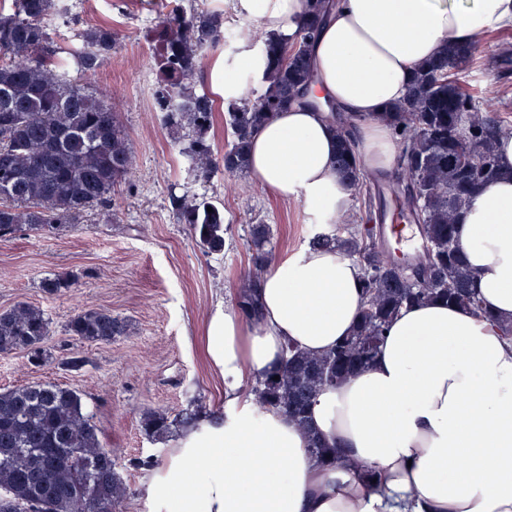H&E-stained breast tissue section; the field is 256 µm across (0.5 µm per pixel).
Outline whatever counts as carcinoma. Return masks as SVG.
Instances as JSON below:
<instances>
[{
    "label": "carcinoma",
    "instance_id": "cac0c4a2",
    "mask_svg": "<svg viewBox=\"0 0 512 512\" xmlns=\"http://www.w3.org/2000/svg\"><path fill=\"white\" fill-rule=\"evenodd\" d=\"M324 4L304 0L292 42H264L267 85L256 100L225 102L231 141L224 170L248 171L250 140L275 113L294 103L315 106L306 100L310 47L325 17ZM163 9L153 35L160 73L154 105L166 113L171 128L184 132L182 153L207 176L216 167L209 137L215 109L210 95L196 90V78L205 51L224 39L223 15L188 10L183 0H168ZM56 10V0H13L9 12H0L1 237L23 226L80 223L108 201L133 169L128 134L108 95L83 82L112 54V29L80 33L84 48L69 69L58 59L47 23ZM473 54L472 46H443L417 67L403 100L382 115L402 143L400 164L407 184L392 187V194L400 211L422 224L426 250L421 261H401L382 251L366 226L347 238L316 235L312 245H341L359 262L364 293L359 321L325 355L293 351L252 389L259 406L280 410L308 428V411L319 392L367 367L389 323L408 304L442 300L490 317L472 291L473 271L456 237L457 221L473 192L499 175L497 143L503 133L501 122L480 115L474 99L450 79L470 65ZM336 141V164L344 179L355 188L367 185L368 174L342 122ZM176 211L205 253L224 252V207L192 196L177 200ZM270 244L269 225H251L254 273L239 288L237 302L253 322L259 319L257 281L271 259ZM73 284V276L65 274L45 278L41 286L54 294ZM125 330L123 321L101 307L79 311L66 325L69 335L88 343L108 342ZM49 334L50 319L38 307L19 303L0 310L1 355L20 351L41 366L48 359L44 341ZM199 417L198 409L175 416L153 411L144 416L141 429L152 441L164 443L173 429ZM311 452L326 466L339 458L318 438L312 439ZM127 494L80 393L51 382L0 390V512H79L82 501L92 512H121Z\"/></svg>",
    "mask_w": 512,
    "mask_h": 512
}]
</instances>
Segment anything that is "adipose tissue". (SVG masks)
Returning <instances> with one entry per match:
<instances>
[{"label":"adipose tissue","mask_w":512,"mask_h":512,"mask_svg":"<svg viewBox=\"0 0 512 512\" xmlns=\"http://www.w3.org/2000/svg\"><path fill=\"white\" fill-rule=\"evenodd\" d=\"M316 38L310 88L319 105L277 113L253 138L250 171L316 224L345 215L353 186L336 168L330 108L354 121L367 173L394 171L401 146L380 114L402 100L415 67L445 43L475 44L512 25V0H331ZM303 0H237L263 36L292 40ZM266 57L239 42L211 69L212 90L245 101ZM499 177L477 191L457 226L472 288L497 320L436 301L392 320L371 366L324 388L315 431L345 455L323 467L283 413L258 408L246 379L281 365L287 344L323 354L353 330L361 270L336 249L302 247L272 260L262 315L214 312L206 352L224 379L219 420L182 430L146 495L153 512H512V133L498 140ZM376 470L371 481L367 470Z\"/></svg>","instance_id":"1"}]
</instances>
